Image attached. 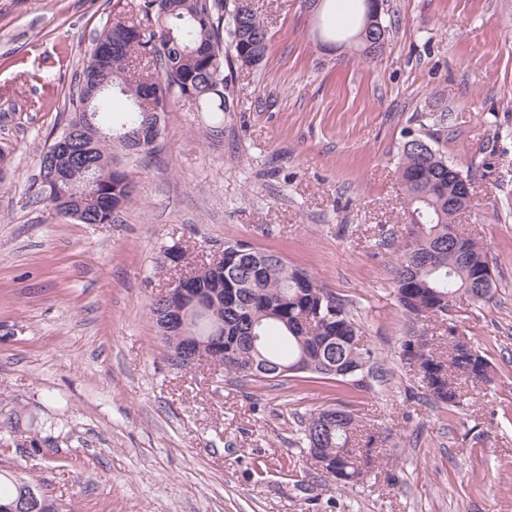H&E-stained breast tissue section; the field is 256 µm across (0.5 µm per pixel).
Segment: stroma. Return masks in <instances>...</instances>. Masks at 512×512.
Listing matches in <instances>:
<instances>
[{"label":"stroma","mask_w":512,"mask_h":512,"mask_svg":"<svg viewBox=\"0 0 512 512\" xmlns=\"http://www.w3.org/2000/svg\"><path fill=\"white\" fill-rule=\"evenodd\" d=\"M266 59L233 71L224 134L173 106L133 164L115 224L48 214L38 159L111 0H0V467L63 512H512V0H387L374 60L326 42L302 0H255ZM419 135L475 175L461 222L493 257L492 300L460 302L458 335L492 384L430 403L397 350L395 260L407 223L402 146ZM243 239L345 299L381 372L365 388L311 378L245 385L173 365L149 314L175 270ZM343 401L389 435L343 488L299 441L297 417Z\"/></svg>","instance_id":"obj_1"}]
</instances>
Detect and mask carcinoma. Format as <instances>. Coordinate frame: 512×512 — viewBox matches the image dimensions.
I'll return each instance as SVG.
<instances>
[{"mask_svg":"<svg viewBox=\"0 0 512 512\" xmlns=\"http://www.w3.org/2000/svg\"><path fill=\"white\" fill-rule=\"evenodd\" d=\"M229 43L233 56L224 54ZM270 50L264 21L252 10L241 18L236 0H112V17L95 36L75 82L72 106L61 133L39 156V193L52 213L80 224H114L132 194V172L123 160H136L158 148L169 105L188 100L196 111L213 113L210 135L224 132L220 114L234 111L225 69L256 65ZM128 91L129 107L112 112L114 92ZM456 166L421 137L404 143L399 161L410 223L408 235L384 237L378 247L396 259L394 293L406 317L399 357L411 368L420 363L425 395L442 408H459L472 388L491 379L488 359L469 341L452 336L438 350L425 325L446 323L459 297L471 302L492 297L494 280L476 277L491 267L488 251L461 236V252L448 243V169ZM224 284V307L198 317L193 328L208 336L224 322L222 367L246 384L285 385L282 367L304 365L292 374L361 387L376 353L364 341L344 299L319 284L306 269L279 252L241 239L224 241V272L208 271L197 291ZM161 297L149 306L157 330L182 364L180 338L163 328ZM361 421L344 403L317 407L301 420L306 448L322 449V471L354 485L372 470L374 456L361 442ZM36 485L12 470L0 469V512L24 487Z\"/></svg>","mask_w":512,"mask_h":512,"instance_id":"obj_1","label":"carcinoma"}]
</instances>
